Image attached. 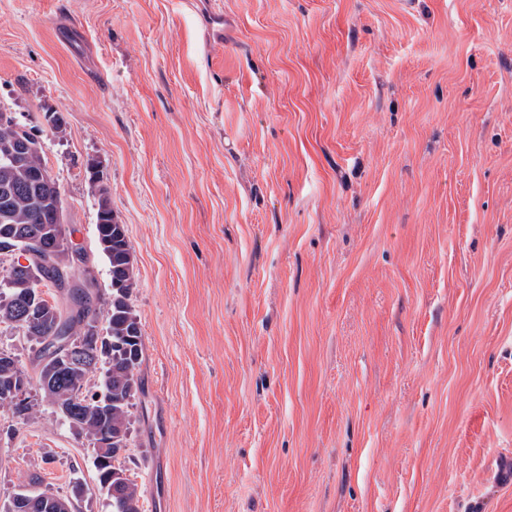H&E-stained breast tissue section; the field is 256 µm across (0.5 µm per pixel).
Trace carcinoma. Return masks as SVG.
Wrapping results in <instances>:
<instances>
[{
  "label": "carcinoma",
  "instance_id": "obj_1",
  "mask_svg": "<svg viewBox=\"0 0 512 512\" xmlns=\"http://www.w3.org/2000/svg\"><path fill=\"white\" fill-rule=\"evenodd\" d=\"M87 173L96 187V244L107 264L111 293L103 298L93 279L77 278V267L69 286L59 289L60 297L43 303L35 298L33 281L54 278L57 266L68 261L63 195L48 172L40 140L0 110V251L6 244L34 251L30 264L11 265L0 276V324L22 330L30 342L43 400L54 406L78 399L64 418L93 446L98 485L111 499L112 512H141L138 485L115 466L128 444L131 401L143 392V338L131 309L134 259L124 225L112 212L103 172L91 165ZM62 336L80 348L72 362L67 351H50ZM22 378L29 375L15 354L1 351L0 392ZM106 434L112 443L97 446ZM41 494L44 498L18 512H73L70 499L47 489Z\"/></svg>",
  "mask_w": 512,
  "mask_h": 512
}]
</instances>
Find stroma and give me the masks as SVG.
<instances>
[{"mask_svg": "<svg viewBox=\"0 0 512 512\" xmlns=\"http://www.w3.org/2000/svg\"><path fill=\"white\" fill-rule=\"evenodd\" d=\"M0 0V108L133 248L141 512H512V0ZM61 116V128L52 119ZM28 475L112 512L38 388Z\"/></svg>", "mask_w": 512, "mask_h": 512, "instance_id": "obj_1", "label": "stroma"}]
</instances>
